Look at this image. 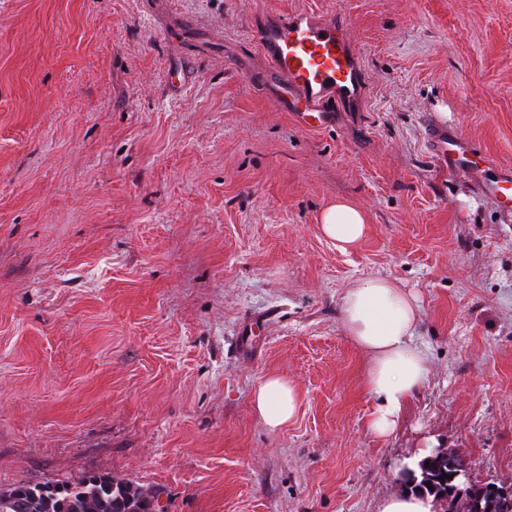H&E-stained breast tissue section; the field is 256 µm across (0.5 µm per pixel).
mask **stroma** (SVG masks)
I'll use <instances>...</instances> for the list:
<instances>
[{"label": "stroma", "instance_id": "obj_1", "mask_svg": "<svg viewBox=\"0 0 512 512\" xmlns=\"http://www.w3.org/2000/svg\"><path fill=\"white\" fill-rule=\"evenodd\" d=\"M291 11L342 14L368 76L324 130L261 88L254 25ZM428 119L512 165V0H0V489L376 512L428 446L512 486V214L432 162ZM378 277L418 295L430 371L386 438L340 312ZM271 374L301 398L275 431ZM323 234L342 250L355 246L367 230L365 214L338 201L327 207L321 216ZM299 405L297 390L280 376H267L259 383L253 394V407L270 429L288 425L296 416Z\"/></svg>", "mask_w": 512, "mask_h": 512}]
</instances>
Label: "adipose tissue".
I'll list each match as a JSON object with an SVG mask.
<instances>
[{
	"mask_svg": "<svg viewBox=\"0 0 512 512\" xmlns=\"http://www.w3.org/2000/svg\"><path fill=\"white\" fill-rule=\"evenodd\" d=\"M323 234L340 249L355 246L365 235V214L339 201L321 216ZM418 299L395 282L378 278L347 289L342 318L351 340L371 359L366 375L369 393L378 404L369 429L380 437L396 428L407 400L428 379L427 357L414 340ZM298 392L285 378L270 375L253 394V407L264 424L284 427L297 414Z\"/></svg>",
	"mask_w": 512,
	"mask_h": 512,
	"instance_id": "obj_1",
	"label": "adipose tissue"
}]
</instances>
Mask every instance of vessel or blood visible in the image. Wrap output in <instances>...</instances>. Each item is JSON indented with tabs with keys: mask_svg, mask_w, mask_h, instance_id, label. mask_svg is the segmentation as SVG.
<instances>
[{
	"mask_svg": "<svg viewBox=\"0 0 512 512\" xmlns=\"http://www.w3.org/2000/svg\"><path fill=\"white\" fill-rule=\"evenodd\" d=\"M255 37L269 64L266 91L302 127L328 128L337 110L355 107L362 99L367 75L341 18L282 13L256 29ZM425 133L429 154L440 166L478 176L483 193L503 213H512L511 165L494 163L459 130L429 122Z\"/></svg>",
	"mask_w": 512,
	"mask_h": 512,
	"instance_id": "obj_1",
	"label": "vessel or blood"
}]
</instances>
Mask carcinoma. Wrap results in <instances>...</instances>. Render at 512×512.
<instances>
[{"label": "carcinoma", "mask_w": 512, "mask_h": 512, "mask_svg": "<svg viewBox=\"0 0 512 512\" xmlns=\"http://www.w3.org/2000/svg\"><path fill=\"white\" fill-rule=\"evenodd\" d=\"M427 461L429 465H420V473L414 476L412 489L432 493L445 505V512H475L473 495H457L451 500L445 496L448 479L444 475L451 474L448 457L438 452ZM157 502L158 493L109 474H92L77 484L23 483L0 491V512H19L22 503L27 504L26 512H160Z\"/></svg>", "instance_id": "carcinoma-1"}]
</instances>
